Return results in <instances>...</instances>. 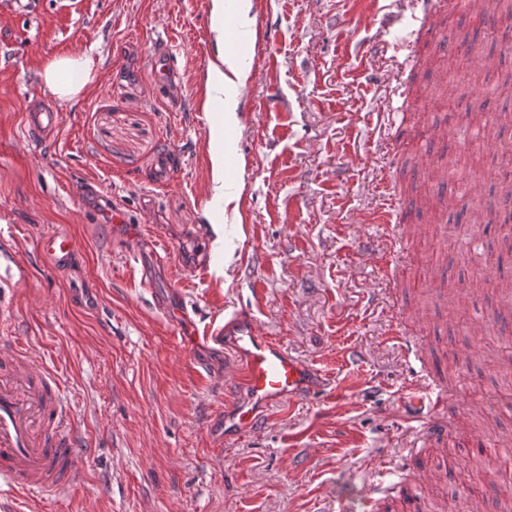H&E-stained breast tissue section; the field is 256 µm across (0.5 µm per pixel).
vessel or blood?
Instances as JSON below:
<instances>
[{
    "instance_id": "obj_1",
    "label": "vessel or blood",
    "mask_w": 512,
    "mask_h": 512,
    "mask_svg": "<svg viewBox=\"0 0 512 512\" xmlns=\"http://www.w3.org/2000/svg\"><path fill=\"white\" fill-rule=\"evenodd\" d=\"M384 83L393 85L399 103L382 114L384 125L404 126V99L411 88L396 84L391 72ZM381 179L382 201L368 216L369 223H392L397 203ZM39 250L57 269L70 268L79 246L68 233L45 235ZM235 353L229 373L250 394L248 403L226 417L224 427L237 435L253 428L260 408L299 395L319 382L320 375L293 358L287 348L271 340L256 321L237 314L223 330ZM422 386L435 396L434 411L420 422L426 437L447 436L443 411L451 398L436 383ZM82 438L64 399L62 379L45 363L35 361L19 341L0 344V484L12 493L13 512H34L37 505L60 499L75 486L81 470Z\"/></svg>"
}]
</instances>
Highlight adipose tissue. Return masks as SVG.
Instances as JSON below:
<instances>
[{"label": "adipose tissue", "mask_w": 512, "mask_h": 512, "mask_svg": "<svg viewBox=\"0 0 512 512\" xmlns=\"http://www.w3.org/2000/svg\"><path fill=\"white\" fill-rule=\"evenodd\" d=\"M210 30L216 45H223L227 33H234L239 41H246L255 18L252 0H238L235 11H228L225 0H209ZM249 72L230 54L222 55L220 64L210 66L205 76L203 108L213 117L214 127L235 126L239 119L241 88L245 87ZM40 76L45 87L57 100L69 102L85 95L96 77V63L85 53H71L48 60Z\"/></svg>", "instance_id": "1"}]
</instances>
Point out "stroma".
<instances>
[{
	"mask_svg": "<svg viewBox=\"0 0 512 512\" xmlns=\"http://www.w3.org/2000/svg\"><path fill=\"white\" fill-rule=\"evenodd\" d=\"M58 2L0 11L10 54L0 68V280L14 285L15 316L0 332L58 371L85 437L80 480L42 512H439L449 501L468 512L476 499L497 512L498 488L512 487V373L491 361L512 322H496L505 298L471 282L512 281L498 227L512 211L499 188L512 94L495 89L512 73V25L492 44L458 11L406 47L412 0H381L359 17L348 0H253L240 124L216 133L247 169L243 184L224 180L237 204L215 208V133L200 105L217 58L209 0H77L72 11ZM465 34L487 63L474 87L464 57L448 54ZM359 40L380 41L374 68H398L414 88L405 117L421 139L398 143L378 125L390 91L360 72ZM75 51L93 56L97 75L62 104L40 71ZM159 52L176 73L163 94L149 67ZM446 85L461 108L484 106L487 138L456 141L432 102ZM41 107L56 119L44 138L28 124ZM166 152L175 167L162 181L154 162ZM473 154L478 198L436 174ZM393 162L404 221L368 223ZM414 184L453 198L468 237L436 232ZM479 201L493 203L494 224L477 223ZM52 231L80 246L69 270L38 252ZM245 309L329 384L268 406L229 438L224 418L248 394L225 375L233 352L213 334ZM398 326L406 342L391 340ZM452 354L464 384L447 411L454 431L426 443L406 413L422 374L447 385ZM463 457L462 482L449 481V459Z\"/></svg>",
	"mask_w": 512,
	"mask_h": 512,
	"instance_id": "stroma-1",
	"label": "stroma"
}]
</instances>
